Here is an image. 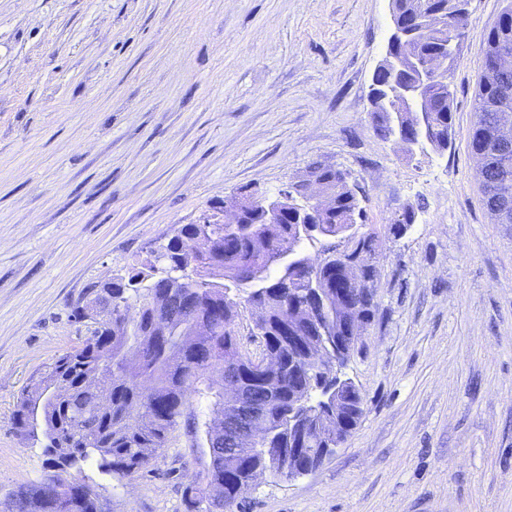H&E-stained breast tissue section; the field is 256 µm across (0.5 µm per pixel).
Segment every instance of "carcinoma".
I'll list each match as a JSON object with an SVG mask.
<instances>
[{
    "label": "carcinoma",
    "mask_w": 512,
    "mask_h": 512,
    "mask_svg": "<svg viewBox=\"0 0 512 512\" xmlns=\"http://www.w3.org/2000/svg\"><path fill=\"white\" fill-rule=\"evenodd\" d=\"M396 21L428 19L416 37L393 48L404 69L397 82L413 80L411 58H434L446 53L448 41L467 18L455 13V0H392ZM512 50V3L500 13L489 31L484 60ZM476 121L471 146L478 156L480 174L495 185V193L482 186L485 206L504 208L512 224V150L501 154L493 138L498 126L512 125V74L502 77L483 69L474 107ZM452 96L448 88L435 89L430 115L431 145L448 149L453 126ZM374 131L392 132L391 113L383 106L371 112ZM309 175L323 182L335 208L315 214L317 230L305 233L288 214L268 223L264 209L254 205L245 213L247 223L229 232L216 224L211 236L198 243L196 224H181L156 256V262L133 268L88 289L73 308L82 322L93 308L97 328L82 345L58 355L39 369L17 399L12 424L25 441L41 445L47 473L37 482H22L7 496L11 512H46V503L69 488V512H92L94 485L83 477L84 465L97 466L112 480L132 478L166 447L170 433L184 423L193 434L199 429L194 399L198 383L215 373L221 379L211 392L210 418L204 423L209 449L205 475L187 488V512H225L249 488L251 473L264 470L281 475L288 469L306 470L322 464L321 454L300 452L296 434L306 433L308 448L336 447V383L313 375L306 354L289 347L279 335L281 311L313 300L314 320L299 323L308 347L331 348L341 326L340 311L331 288L345 264L366 256L374 259L375 234L360 233L354 224L363 220L357 191L336 169L314 166ZM350 238L351 247L331 262L311 259L302 244L336 236ZM292 247L295 261L286 266L274 261L280 249ZM209 258L213 279L200 275L201 260ZM371 291L360 290L351 300L354 313L365 323L372 317ZM249 311L261 322L259 351L276 363L256 365L240 349L238 321ZM235 364L232 376L240 387L267 399L264 415L248 427L264 435L256 448L228 450L230 432H217L220 422L237 417L238 407L224 398V371ZM58 384L55 398L42 397V386ZM341 412L357 425L363 402L348 399Z\"/></svg>",
    "instance_id": "obj_1"
}]
</instances>
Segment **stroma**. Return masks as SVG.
Returning <instances> with one entry per match:
<instances>
[{"label":"stroma","mask_w":512,"mask_h":512,"mask_svg":"<svg viewBox=\"0 0 512 512\" xmlns=\"http://www.w3.org/2000/svg\"><path fill=\"white\" fill-rule=\"evenodd\" d=\"M471 0L450 78L452 142L407 151L371 123L391 0H0V502L45 474L12 426L32 375L79 346L93 284L153 261L174 229L312 164L360 187L374 312L346 374L364 413L293 480L235 512H512V224L482 202L470 146L485 38ZM414 222L392 235L396 210ZM208 450L177 426L107 512H185Z\"/></svg>","instance_id":"1"}]
</instances>
